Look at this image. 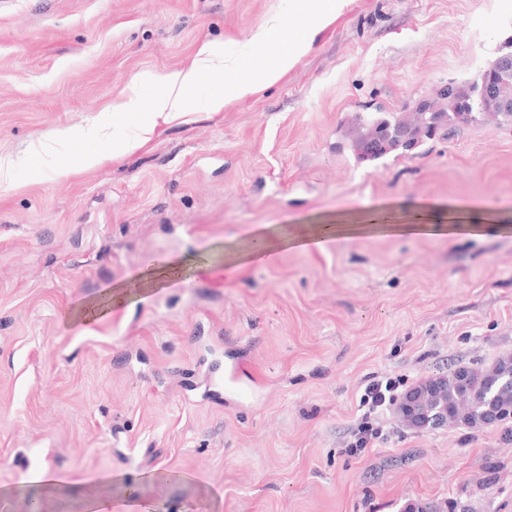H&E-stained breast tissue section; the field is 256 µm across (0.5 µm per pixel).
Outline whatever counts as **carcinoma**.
<instances>
[{"mask_svg":"<svg viewBox=\"0 0 512 512\" xmlns=\"http://www.w3.org/2000/svg\"><path fill=\"white\" fill-rule=\"evenodd\" d=\"M512 56V38L503 43L494 57L475 77L454 87L455 96L448 98V104L440 113L436 129H454L462 125L477 124L490 108L481 103L478 92L487 77L496 72L500 60ZM422 119V113L404 116L397 112H362L355 116L356 129L370 133L377 128L394 132L406 124ZM512 359V353H504L491 365L483 368L460 366L439 376L441 385L427 401L429 406L443 405L448 408V426H472L483 408L494 405L500 410L499 421H512V379L503 380L498 370Z\"/></svg>","mask_w":512,"mask_h":512,"instance_id":"obj_1","label":"carcinoma"}]
</instances>
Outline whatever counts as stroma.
<instances>
[{"mask_svg":"<svg viewBox=\"0 0 512 512\" xmlns=\"http://www.w3.org/2000/svg\"><path fill=\"white\" fill-rule=\"evenodd\" d=\"M290 7L0 6V512L46 463L69 478L49 512H82L84 478L103 471L143 480L155 512H512V422L419 433L389 410L380 438L350 448L369 374L404 391L512 352V128L489 114L378 161L350 147L355 113L472 77L512 37V0H354L278 83L213 112L201 80L191 122L112 152L149 120L158 76L198 67L202 44L243 69L271 62L292 31L265 50L251 36ZM135 84L139 107L113 114ZM96 122L103 137L83 138ZM451 220L463 232L396 230ZM259 224L341 230L195 275ZM170 256L179 279L130 283ZM125 282L124 307L75 321V304ZM206 362L236 369L252 398L201 399ZM161 470L184 479L151 481Z\"/></svg>","mask_w":512,"mask_h":512,"instance_id":"obj_1","label":"stroma"}]
</instances>
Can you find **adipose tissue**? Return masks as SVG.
Masks as SVG:
<instances>
[{
	"label": "adipose tissue",
	"instance_id": "obj_1",
	"mask_svg": "<svg viewBox=\"0 0 512 512\" xmlns=\"http://www.w3.org/2000/svg\"><path fill=\"white\" fill-rule=\"evenodd\" d=\"M352 2L353 0H294V6L288 14L271 17L252 35L253 44H271L289 26L294 27L295 34L287 49L279 52L275 64L266 68L263 78L259 80L247 74H237L236 62L224 59L211 46H203L199 52L200 69L174 71L164 76L163 90L153 100L154 112L150 121L141 126L135 139L122 143V151H132L148 142L159 123H168L191 115L186 92L197 83L201 70H208L212 75L214 91L210 108L215 112L229 103L246 100L262 88L277 83L309 51L316 36L333 24Z\"/></svg>",
	"mask_w": 512,
	"mask_h": 512
}]
</instances>
